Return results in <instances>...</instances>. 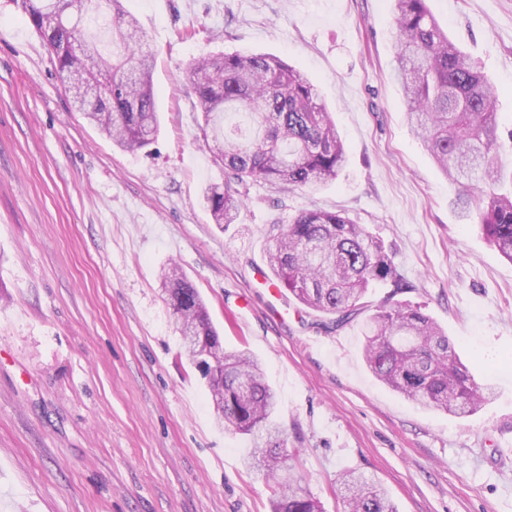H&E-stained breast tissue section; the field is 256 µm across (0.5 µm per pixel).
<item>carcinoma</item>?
Wrapping results in <instances>:
<instances>
[{
    "label": "carcinoma",
    "instance_id": "obj_1",
    "mask_svg": "<svg viewBox=\"0 0 512 512\" xmlns=\"http://www.w3.org/2000/svg\"><path fill=\"white\" fill-rule=\"evenodd\" d=\"M44 42L61 81L78 73L89 84L107 73L112 83L95 103L77 100L84 118L125 149L149 145L158 118L151 80L153 56L122 0H88L78 14H59V0H14ZM395 76L407 118L441 171L461 184L454 200L458 217L479 226L486 241L512 262V194L498 187L509 179L500 168L504 144L497 122L498 90L479 66L448 37L428 0H391ZM91 12L112 16V52L104 54L85 34ZM80 39L84 59L70 48ZM204 116L203 136L224 185H211L204 203L216 224H232L262 180L280 190L324 185L338 178L344 144L318 87L299 68L265 53H222L194 61L188 70ZM245 112L249 128H226L224 113ZM268 261L277 285L298 303L321 314L328 332L352 323L366 308L372 288L389 293L363 324L364 356L371 373L417 405L452 416H469L492 390L478 386L448 335L435 321L396 296L406 283L392 254L362 224L340 212L303 209L286 225L274 224ZM166 302L177 329L208 350L185 351L206 380L212 397L224 398L218 424L250 437L247 465L274 483L272 512H320L293 467L288 438L276 423L278 397L247 351L224 350L196 288L175 265L163 270ZM344 512H397L374 479L347 471Z\"/></svg>",
    "mask_w": 512,
    "mask_h": 512
}]
</instances>
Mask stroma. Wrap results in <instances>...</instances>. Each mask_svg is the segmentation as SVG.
Here are the masks:
<instances>
[{"label": "stroma", "instance_id": "1", "mask_svg": "<svg viewBox=\"0 0 512 512\" xmlns=\"http://www.w3.org/2000/svg\"><path fill=\"white\" fill-rule=\"evenodd\" d=\"M154 53L159 132L125 151L73 108L42 40L0 0V512H270L205 382L181 355L158 276L199 291L226 350H248L278 393L290 463L321 512L344 471L374 477L398 512H512V262L459 221V191L411 131L393 78L389 0H125ZM498 89L512 126V0H429ZM248 49L300 67L347 146L336 181L254 183L213 224L224 181L204 140L190 64ZM305 208L345 213L394 256L421 307L495 399L456 418L378 381L359 322L325 332L286 297L270 314L269 229Z\"/></svg>", "mask_w": 512, "mask_h": 512}]
</instances>
